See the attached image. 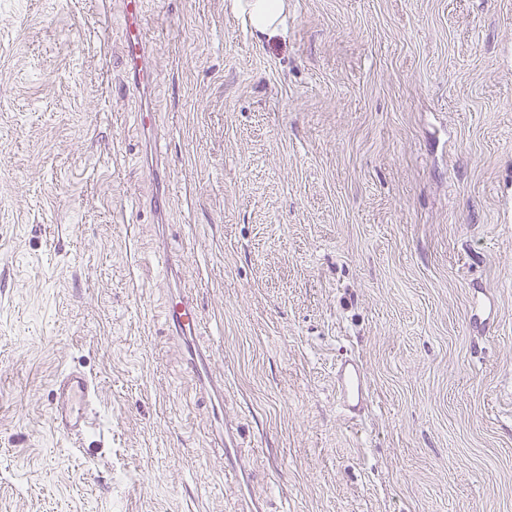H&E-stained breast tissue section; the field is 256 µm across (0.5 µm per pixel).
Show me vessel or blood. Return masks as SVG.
<instances>
[{
    "mask_svg": "<svg viewBox=\"0 0 512 512\" xmlns=\"http://www.w3.org/2000/svg\"><path fill=\"white\" fill-rule=\"evenodd\" d=\"M144 0H124L126 63L130 77L138 87L150 82L146 67L147 36ZM165 321L176 335L193 336L202 327L196 300L178 291L170 294L165 308ZM187 368L199 387L205 391L222 392V378L210 368V354L196 347L190 352ZM98 384L86 373L69 370L57 376L53 389V425L68 435L85 433L93 428V403ZM336 401L347 421L355 423L371 403V391L362 364L353 357L341 359L336 365ZM214 435L224 449V467L235 472L239 483H246L248 474L238 453L237 433L224 423L216 426Z\"/></svg>",
    "mask_w": 512,
    "mask_h": 512,
    "instance_id": "1",
    "label": "vessel or blood"
}]
</instances>
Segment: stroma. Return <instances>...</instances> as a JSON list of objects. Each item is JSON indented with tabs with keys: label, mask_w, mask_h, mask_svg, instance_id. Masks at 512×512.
Masks as SVG:
<instances>
[{
	"label": "stroma",
	"mask_w": 512,
	"mask_h": 512,
	"mask_svg": "<svg viewBox=\"0 0 512 512\" xmlns=\"http://www.w3.org/2000/svg\"><path fill=\"white\" fill-rule=\"evenodd\" d=\"M123 9L0 0V512H235L194 346L265 512H512V0H144L142 90ZM232 4L258 35L269 38L286 31L287 0H232ZM165 321L175 331V336L196 335L202 327V318L193 296L182 291L171 293L165 308ZM186 365L202 390L224 392V380L211 371L210 354L206 349L193 347L190 350V357L187 359ZM336 401L347 421L359 422L371 404V391L362 364L345 357L336 364ZM97 392V382L84 372L69 370L57 376L52 398L54 428L71 436L92 430Z\"/></svg>",
	"instance_id": "obj_1"
}]
</instances>
